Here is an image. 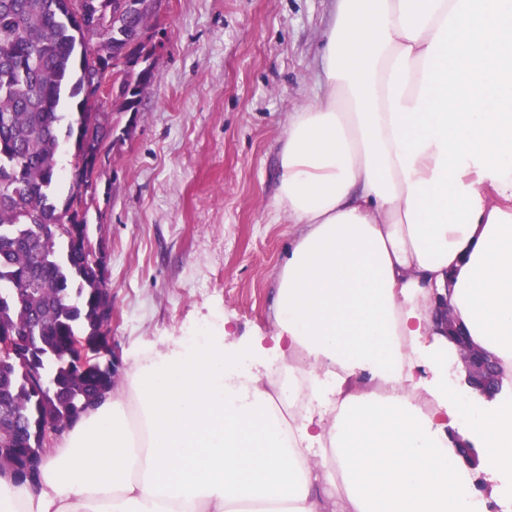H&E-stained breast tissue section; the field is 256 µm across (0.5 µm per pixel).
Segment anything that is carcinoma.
Wrapping results in <instances>:
<instances>
[{
  "label": "carcinoma",
  "instance_id": "cac0c4a2",
  "mask_svg": "<svg viewBox=\"0 0 512 512\" xmlns=\"http://www.w3.org/2000/svg\"><path fill=\"white\" fill-rule=\"evenodd\" d=\"M63 2L0 0V159L16 160L0 164V332L25 347L0 373V471L32 484L43 458L35 429L47 420L73 423L116 385L112 299L84 234L112 115L91 90L96 72L87 57L112 60L125 112L139 111L153 76L144 45L120 56L112 34L67 22ZM75 98L78 118L69 121L66 101ZM70 141V190L59 206L58 158ZM76 336L95 345L97 366L84 370L73 358Z\"/></svg>",
  "mask_w": 512,
  "mask_h": 512
}]
</instances>
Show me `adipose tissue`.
Here are the masks:
<instances>
[{
    "mask_svg": "<svg viewBox=\"0 0 512 512\" xmlns=\"http://www.w3.org/2000/svg\"><path fill=\"white\" fill-rule=\"evenodd\" d=\"M320 70L280 152L273 348L137 360L0 512H489L477 468L512 496V394L460 398L434 321L447 294L512 387V0H337Z\"/></svg>",
    "mask_w": 512,
    "mask_h": 512,
    "instance_id": "1",
    "label": "adipose tissue"
}]
</instances>
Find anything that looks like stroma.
I'll use <instances>...</instances> for the list:
<instances>
[{"label": "stroma", "instance_id": "obj_1", "mask_svg": "<svg viewBox=\"0 0 512 512\" xmlns=\"http://www.w3.org/2000/svg\"><path fill=\"white\" fill-rule=\"evenodd\" d=\"M164 43L130 133L103 158L91 241L106 247L118 374L145 352L229 325L271 335L296 227L275 209L293 112L316 101L334 0H164Z\"/></svg>", "mask_w": 512, "mask_h": 512}]
</instances>
